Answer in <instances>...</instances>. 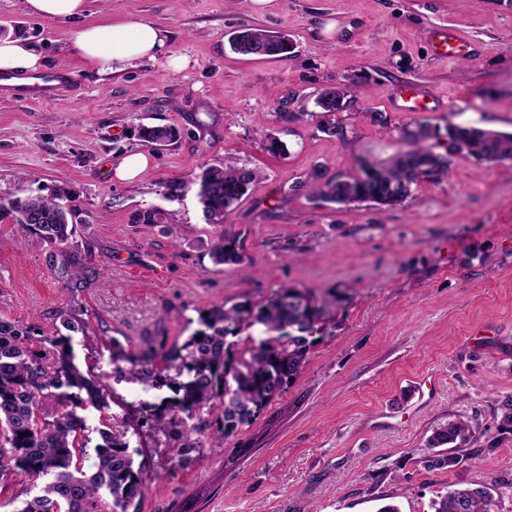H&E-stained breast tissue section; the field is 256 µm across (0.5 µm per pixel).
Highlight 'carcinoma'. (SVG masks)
<instances>
[{
	"mask_svg": "<svg viewBox=\"0 0 512 512\" xmlns=\"http://www.w3.org/2000/svg\"><path fill=\"white\" fill-rule=\"evenodd\" d=\"M235 52L254 57L282 56L290 52L288 35L244 26L230 39ZM323 116L321 131L345 135L336 113L346 108V91L336 88L316 99ZM410 125L421 129L413 139L402 128L406 148L382 164L361 166L357 175H334L315 168L304 185L325 201L337 204L373 202L398 206L413 195L420 181L436 182L447 176L450 157L466 153L487 163L512 160V134L472 126L449 125L446 134L428 121ZM177 135L171 126L146 127L142 138L162 143ZM260 181L246 167L212 166L194 176L197 196L206 221L224 223L225 216ZM73 210L55 197H16L0 204V217L9 215L50 246L71 244L76 233ZM218 264L245 263L240 240L224 234L209 249ZM335 302L284 285L257 304L244 301L230 307L213 306L198 312L199 328L182 344L158 351L149 346L138 354L117 341L108 347L115 372L170 394L144 408L121 401L125 429H98L99 442L89 458L90 438L79 411L88 406L102 414L110 408L109 388L97 380L94 367L76 362L73 334L85 333L87 322L60 311V325L46 332L0 318V491L11 477L27 474L46 477L39 494L22 502L16 512H139L146 481L142 466L135 465L129 448H166L181 465L203 457L204 446L191 438L214 429L218 444L241 427L251 425L264 408L299 376L314 335L332 319ZM251 346L240 351L230 338L244 330ZM54 364L45 363L46 351ZM130 365L124 369L120 363ZM52 405L47 410L44 404ZM500 427L512 431V395L497 400ZM470 426L450 420L433 429L426 445L446 448L425 460L428 469H448L462 461L460 445ZM494 497L483 484L448 486L432 501L434 512H493Z\"/></svg>",
	"mask_w": 512,
	"mask_h": 512,
	"instance_id": "obj_1",
	"label": "carcinoma"
}]
</instances>
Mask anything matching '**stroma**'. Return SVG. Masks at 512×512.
<instances>
[{
  "instance_id": "35a3bbf8",
  "label": "stroma",
  "mask_w": 512,
  "mask_h": 512,
  "mask_svg": "<svg viewBox=\"0 0 512 512\" xmlns=\"http://www.w3.org/2000/svg\"><path fill=\"white\" fill-rule=\"evenodd\" d=\"M132 20L168 29L189 68L149 63L101 79L69 55L73 24L0 0V37L29 39L45 70L71 78L38 103L0 94V203L64 195L81 220L76 240L94 244L66 267L58 247L0 219V317L47 331L59 311L82 312V360L113 339L132 352L148 336L158 348L183 342L199 311L283 285L336 299L300 375L252 425L220 448L203 436L204 459L186 467L146 453L140 512H432L449 486L469 483L492 488L494 512H512V432L496 403L512 393V161L454 155L447 178L393 208L325 202L303 186L313 168L354 174L393 156L415 118L394 103L406 86L434 99L431 124L512 134V0H88L83 18ZM444 24L482 55L437 54L430 37ZM243 26L287 32L294 49L236 54L228 40ZM336 87L351 98L341 139L318 129L316 99ZM169 125L171 141L140 137ZM269 132L285 154L266 151ZM134 152L147 169L119 180ZM227 163L262 178L209 224L189 181ZM147 208L176 221L134 222ZM223 233L241 240L243 265L212 260ZM456 419L470 425L462 462L426 469L427 438Z\"/></svg>"
}]
</instances>
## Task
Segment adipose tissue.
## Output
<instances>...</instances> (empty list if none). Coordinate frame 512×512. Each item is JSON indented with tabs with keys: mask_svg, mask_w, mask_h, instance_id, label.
Masks as SVG:
<instances>
[{
	"mask_svg": "<svg viewBox=\"0 0 512 512\" xmlns=\"http://www.w3.org/2000/svg\"><path fill=\"white\" fill-rule=\"evenodd\" d=\"M170 39L169 30L144 20L84 26L70 37L68 52L102 77L146 62L162 61L177 71L187 69L189 57L172 53ZM42 67L41 53L28 41L11 36L0 38V74L24 75Z\"/></svg>",
	"mask_w": 512,
	"mask_h": 512,
	"instance_id": "obj_1",
	"label": "adipose tissue"
}]
</instances>
